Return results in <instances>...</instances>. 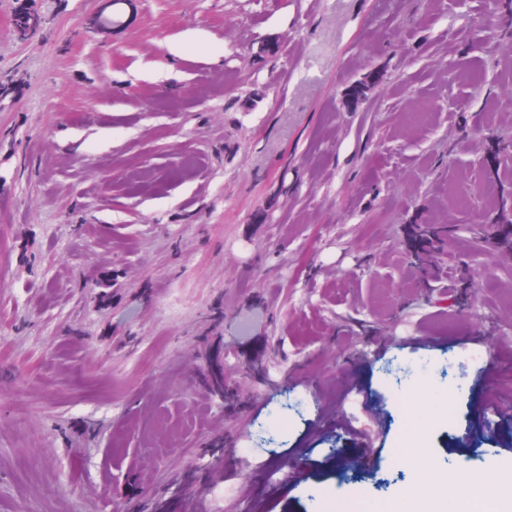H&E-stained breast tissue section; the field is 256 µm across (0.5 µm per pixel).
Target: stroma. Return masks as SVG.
<instances>
[{
	"label": "stroma",
	"mask_w": 512,
	"mask_h": 512,
	"mask_svg": "<svg viewBox=\"0 0 512 512\" xmlns=\"http://www.w3.org/2000/svg\"><path fill=\"white\" fill-rule=\"evenodd\" d=\"M28 4L22 41L0 0V512H390L408 448L497 496L512 449L475 415L512 391V259L472 242L512 192V23L138 0L103 32L101 0ZM417 216L458 230L429 282ZM217 363L235 408L199 384ZM350 424L386 433L368 464Z\"/></svg>",
	"instance_id": "1"
}]
</instances>
